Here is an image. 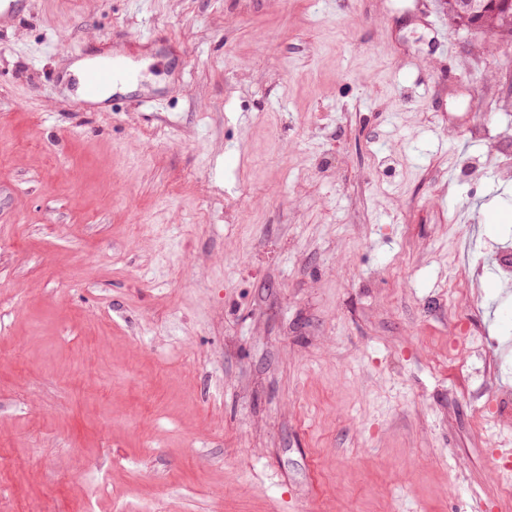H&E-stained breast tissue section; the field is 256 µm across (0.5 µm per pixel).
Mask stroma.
<instances>
[{
    "label": "stroma",
    "mask_w": 512,
    "mask_h": 512,
    "mask_svg": "<svg viewBox=\"0 0 512 512\" xmlns=\"http://www.w3.org/2000/svg\"><path fill=\"white\" fill-rule=\"evenodd\" d=\"M446 15L0 22V512H512V288L472 252L512 249V36ZM116 43L140 85L80 102L67 63Z\"/></svg>",
    "instance_id": "35a3bbf8"
}]
</instances>
